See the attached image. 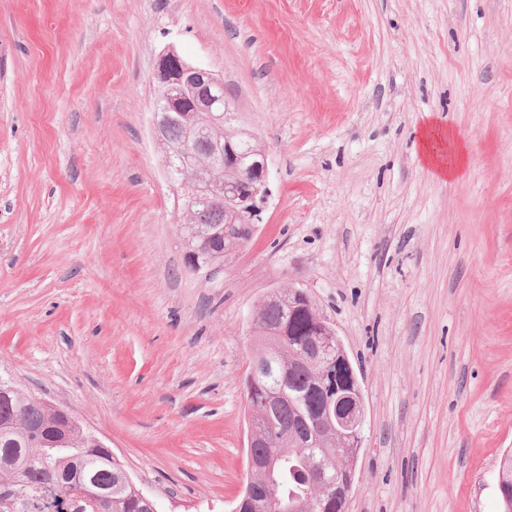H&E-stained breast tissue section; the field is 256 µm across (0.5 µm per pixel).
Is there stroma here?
Listing matches in <instances>:
<instances>
[{
    "mask_svg": "<svg viewBox=\"0 0 512 512\" xmlns=\"http://www.w3.org/2000/svg\"><path fill=\"white\" fill-rule=\"evenodd\" d=\"M269 150L252 239L189 271L156 55ZM467 165L420 161L427 121ZM309 293L365 398L346 512H499L512 451V0H0V375L160 512H233L269 289Z\"/></svg>",
    "mask_w": 512,
    "mask_h": 512,
    "instance_id": "obj_1",
    "label": "stroma"
}]
</instances>
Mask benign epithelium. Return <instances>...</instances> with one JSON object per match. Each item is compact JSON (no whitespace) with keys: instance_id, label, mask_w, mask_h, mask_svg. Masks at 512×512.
Segmentation results:
<instances>
[{"instance_id":"benign-epithelium-1","label":"benign epithelium","mask_w":512,"mask_h":512,"mask_svg":"<svg viewBox=\"0 0 512 512\" xmlns=\"http://www.w3.org/2000/svg\"><path fill=\"white\" fill-rule=\"evenodd\" d=\"M153 88L158 99L155 113L151 117L153 137L160 138L168 123H178L185 129L184 139L175 150L181 160V172L185 180L194 183L198 189L196 206L187 209L185 221L188 224H206L211 211L224 205V188L238 186L241 192L240 209L233 210L234 218L244 224L254 223L262 212L268 179V151L262 146L250 160L242 158L236 149L235 138L246 131L231 125L233 109L224 95V82L212 70L195 65L183 58L173 46L160 51L153 71ZM224 118V138H215L209 145L198 139V128L204 119ZM315 325L319 340L304 354H291L288 364H305L316 370L314 384L325 396L327 406L317 418L318 438H324L331 430L344 432L356 448L362 447L365 402L362 387L354 373L350 357L335 330L327 325L322 315H317ZM0 390L12 392L21 398L37 402L43 411V418L36 421H18L12 418L0 420V436L6 440L15 437H29L51 431L56 442L91 445L112 449L72 416V414L48 401L17 389L11 382H0ZM315 470L316 486L322 497L347 501L353 483L342 475L341 469L332 465L328 456L311 455ZM250 469L253 474L269 480L274 461L259 454H250ZM94 512H112V491L89 482V489L81 492Z\"/></svg>"}]
</instances>
